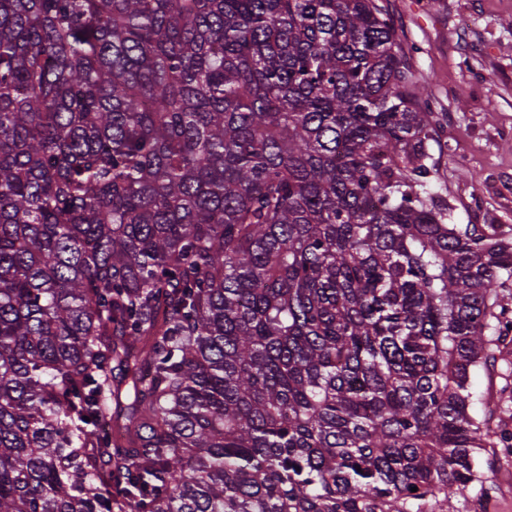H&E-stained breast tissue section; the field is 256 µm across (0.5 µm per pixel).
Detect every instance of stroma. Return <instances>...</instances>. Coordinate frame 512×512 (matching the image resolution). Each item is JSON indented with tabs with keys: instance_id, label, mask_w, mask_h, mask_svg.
<instances>
[{
	"instance_id": "1",
	"label": "stroma",
	"mask_w": 512,
	"mask_h": 512,
	"mask_svg": "<svg viewBox=\"0 0 512 512\" xmlns=\"http://www.w3.org/2000/svg\"><path fill=\"white\" fill-rule=\"evenodd\" d=\"M387 9L414 79L441 116L430 142L434 189L454 224H494L512 237V0H378ZM476 395L512 414V364L472 380ZM484 497L472 485L451 512H512V457L486 449Z\"/></svg>"
}]
</instances>
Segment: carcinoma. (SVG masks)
Wrapping results in <instances>:
<instances>
[{
	"label": "carcinoma",
	"mask_w": 512,
	"mask_h": 512,
	"mask_svg": "<svg viewBox=\"0 0 512 512\" xmlns=\"http://www.w3.org/2000/svg\"><path fill=\"white\" fill-rule=\"evenodd\" d=\"M435 123L376 0H0V512L490 496L512 239ZM472 390L477 396H485L486 401L490 400L492 404L499 403L507 411V415H511L512 364L499 362L490 375L480 371L472 379Z\"/></svg>",
	"instance_id": "1"
}]
</instances>
